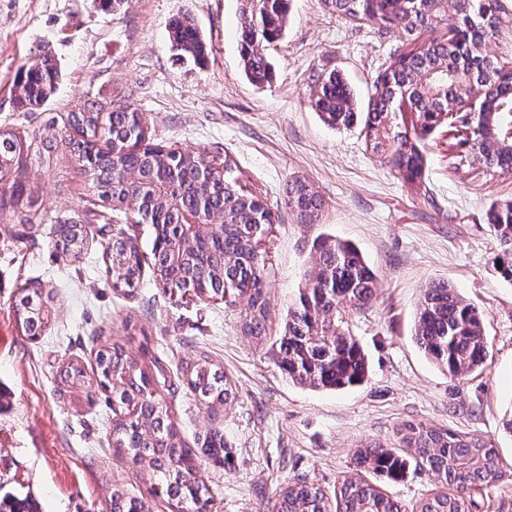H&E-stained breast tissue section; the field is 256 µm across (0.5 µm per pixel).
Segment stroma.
<instances>
[{
    "mask_svg": "<svg viewBox=\"0 0 512 512\" xmlns=\"http://www.w3.org/2000/svg\"><path fill=\"white\" fill-rule=\"evenodd\" d=\"M243 0H0V129L29 144L31 200L0 210V501L29 500L36 512H108L114 483L147 496L148 461L131 462L110 438L115 408L95 386L69 385L72 363L91 370L100 345L115 344L147 368L193 464L213 490L211 512H272L282 488L304 476L331 491L354 473L356 451L396 446L408 422L448 427L492 441L503 476L472 491L470 512H512V283L498 267L492 214L512 202V176L448 149V126L416 130L424 157L420 186L366 147L361 124L326 125L312 106L317 77L336 73L365 111L374 85L402 47L398 30L350 22L321 0H291L284 37L260 50L268 81L250 82L240 57ZM188 16L207 46L203 62L181 56L169 25ZM51 58L60 70L54 97L34 112L16 107L20 68ZM141 112L154 143L235 160L241 182L261 194L276 220L262 242L268 324L279 331L288 301L305 284L314 244L325 234L351 241L377 276L376 295L344 319L369 371L344 391L294 385L268 346L244 329L245 301L199 302L162 288L144 266L139 288L112 287L105 247L117 230L146 249V227L103 214L83 168L64 151L43 155L65 135L68 113ZM301 176L324 202L318 223L301 224L285 205ZM85 229L80 260L54 248L52 225ZM448 283L482 313L488 360L482 372L451 378L417 347V304L432 283ZM50 291V320L32 341L13 304L25 284ZM218 362L236 396L208 408L182 372L199 355ZM224 432V461L203 452L206 433ZM392 498L413 506L435 490L411 466L396 480L365 472Z\"/></svg>",
    "mask_w": 512,
    "mask_h": 512,
    "instance_id": "stroma-1",
    "label": "stroma"
}]
</instances>
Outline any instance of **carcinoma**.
Listing matches in <instances>:
<instances>
[{
  "mask_svg": "<svg viewBox=\"0 0 512 512\" xmlns=\"http://www.w3.org/2000/svg\"><path fill=\"white\" fill-rule=\"evenodd\" d=\"M290 0H250L242 25V61L245 75L256 81L267 77L270 62L255 47L278 40L286 31ZM332 12L360 19L372 10V0H324ZM388 29L402 34L403 49L398 64L382 86L374 85L376 98L365 112L367 147L385 158L411 186L421 176L423 158L410 138L409 128L426 131L436 115L449 103L466 97L479 87H490L499 80L502 67L481 52L480 43L466 44L480 60L473 82L462 84L448 75V59L456 47L436 38H423L429 26L416 14L390 11L381 20ZM169 40L181 54L195 60L206 51L202 32L190 17L170 25ZM415 72L432 75L428 87L412 91L400 101L401 87ZM58 68L46 58L26 70L20 79L22 94L17 108L28 112L43 106L56 92ZM320 91L314 105L327 125L349 128L357 121L353 93L349 85L330 73L318 78ZM411 113V123L399 124L397 114ZM137 109L130 104L112 108L105 125L98 126L95 111L80 112L69 118L77 135L47 144L55 151L62 146L78 158L90 177L98 198L117 212H132L137 223L148 228L152 268L166 288H176L199 299L247 300L245 328L252 336L271 343L279 369L294 385L313 390H343L360 385L367 376L366 355L355 336L345 326V309L363 307L373 298L376 274L361 252L350 242L326 235L314 246L315 263L305 274V286L288 304L283 330L278 336L267 331V305L263 294L264 260L261 241L275 216L266 209L263 198L240 185L238 168L224 156L223 166H211L209 157L198 154L174 156L161 150L137 151L141 128L134 123ZM104 141L108 150L98 148ZM27 141L14 131L0 130V170L8 175L0 186V210L27 191L26 179L16 176L26 170ZM174 181L188 198L203 201L209 211L224 212L223 241L204 240L196 254L182 267L170 266V253L181 235L180 211L175 203L162 205L148 194L146 185ZM288 207L300 224H315L322 210V199L303 179L288 182ZM78 224L54 225L56 246L68 247L79 258L84 245L78 237ZM493 231L505 253L512 257V204L494 213ZM112 287L133 290L141 278V262L135 246L121 236L112 239ZM49 294L32 288L15 303L16 320L32 340L44 332L43 312ZM414 338L419 349L448 376L471 374L485 367L488 348L482 314L465 302L455 288L437 283L426 288L418 304ZM95 382L112 389V401L131 410V416L112 422V445L134 463L149 460L148 481L155 496L172 507L190 512H207L211 490L198 476L179 432L153 388L152 375L138 359L117 346H104L95 358ZM184 382L195 400L213 407L235 397L224 368L206 355L183 372ZM414 450L408 458L403 449ZM206 455L224 461V434L213 429L205 438ZM428 472L437 489L419 501L412 512H470L461 491L473 485L491 487L502 478L495 446L470 438L461 432L424 422L409 423L400 431L393 448L369 444L357 451L358 464L374 473L395 475L410 461ZM275 512H404V506L372 483L358 477L344 479L336 490L297 478L288 483L274 504ZM110 512H149L143 499L130 494L120 484L112 485Z\"/></svg>",
  "mask_w": 512,
  "mask_h": 512,
  "instance_id": "1",
  "label": "carcinoma"
}]
</instances>
